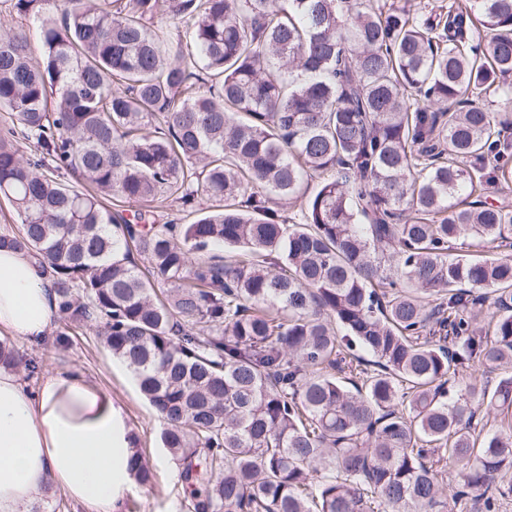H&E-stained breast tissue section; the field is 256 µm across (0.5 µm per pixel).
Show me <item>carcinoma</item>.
I'll return each mask as SVG.
<instances>
[{
	"instance_id": "1",
	"label": "carcinoma",
	"mask_w": 512,
	"mask_h": 512,
	"mask_svg": "<svg viewBox=\"0 0 512 512\" xmlns=\"http://www.w3.org/2000/svg\"><path fill=\"white\" fill-rule=\"evenodd\" d=\"M12 2L0 247L44 259L62 320L126 364L193 512L512 495V207L461 198L512 188L490 100L512 96V0ZM469 238L504 253L448 254Z\"/></svg>"
}]
</instances>
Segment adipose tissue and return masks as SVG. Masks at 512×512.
I'll return each instance as SVG.
<instances>
[{
	"label": "adipose tissue",
	"instance_id": "obj_1",
	"mask_svg": "<svg viewBox=\"0 0 512 512\" xmlns=\"http://www.w3.org/2000/svg\"><path fill=\"white\" fill-rule=\"evenodd\" d=\"M57 312L37 259L0 248V338L40 346ZM134 451L122 408L79 371L46 372L30 388L0 368V512H34L57 491L85 512H122Z\"/></svg>",
	"mask_w": 512,
	"mask_h": 512
}]
</instances>
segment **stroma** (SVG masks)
I'll return each instance as SVG.
<instances>
[{
	"label": "stroma",
	"instance_id": "1",
	"mask_svg": "<svg viewBox=\"0 0 512 512\" xmlns=\"http://www.w3.org/2000/svg\"><path fill=\"white\" fill-rule=\"evenodd\" d=\"M54 332H67L64 344L49 342L41 347H27L14 343L13 348L36 359L41 368L65 369L75 367L103 389L111 392L132 424L136 446L147 459L154 477L151 482L135 485L125 496V506L136 512H187L185 494L178 478V466L163 448L160 440L164 427L162 419L141 395L127 369L104 346L96 330H66L61 322H54Z\"/></svg>",
	"mask_w": 512,
	"mask_h": 512
}]
</instances>
